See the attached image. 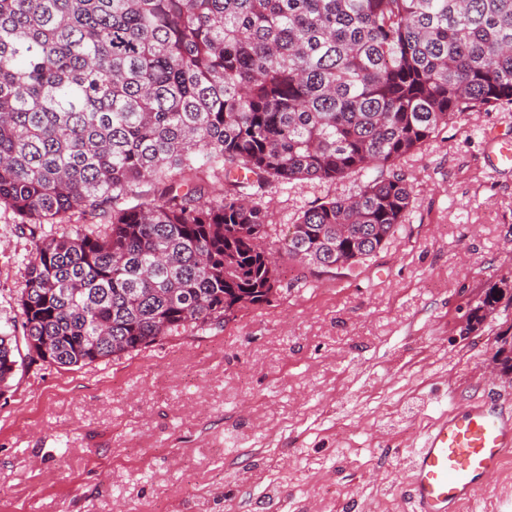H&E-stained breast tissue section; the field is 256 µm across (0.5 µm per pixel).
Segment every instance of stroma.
I'll return each instance as SVG.
<instances>
[{
  "label": "stroma",
  "instance_id": "stroma-1",
  "mask_svg": "<svg viewBox=\"0 0 512 512\" xmlns=\"http://www.w3.org/2000/svg\"><path fill=\"white\" fill-rule=\"evenodd\" d=\"M463 116L400 167L405 225L375 256L322 274L278 256L271 304L103 363L25 366L0 395V512H410V454L448 410L512 392L494 361L512 303L475 327L486 288L512 287V171ZM360 179L272 184L267 245ZM33 241L0 208V332ZM463 512H512V458Z\"/></svg>",
  "mask_w": 512,
  "mask_h": 512
}]
</instances>
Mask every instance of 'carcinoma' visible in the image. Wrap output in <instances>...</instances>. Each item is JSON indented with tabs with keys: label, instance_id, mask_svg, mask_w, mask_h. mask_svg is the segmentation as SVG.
I'll return each instance as SVG.
<instances>
[{
	"label": "carcinoma",
	"instance_id": "1",
	"mask_svg": "<svg viewBox=\"0 0 512 512\" xmlns=\"http://www.w3.org/2000/svg\"><path fill=\"white\" fill-rule=\"evenodd\" d=\"M506 107L512 0H0V207L34 241L0 391L21 343L84 367L270 304L273 182L369 173L283 249L322 273L374 256L412 205L401 159ZM209 171L229 187L205 202ZM74 211L99 222L44 232Z\"/></svg>",
	"mask_w": 512,
	"mask_h": 512
}]
</instances>
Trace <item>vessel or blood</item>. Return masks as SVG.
I'll return each instance as SVG.
<instances>
[{"mask_svg":"<svg viewBox=\"0 0 512 512\" xmlns=\"http://www.w3.org/2000/svg\"><path fill=\"white\" fill-rule=\"evenodd\" d=\"M489 158L494 169L512 168V139L495 137ZM502 394L439 417L408 460L412 512H462L486 480L512 456V414Z\"/></svg>","mask_w":512,"mask_h":512,"instance_id":"obj_1","label":"vessel or blood"}]
</instances>
